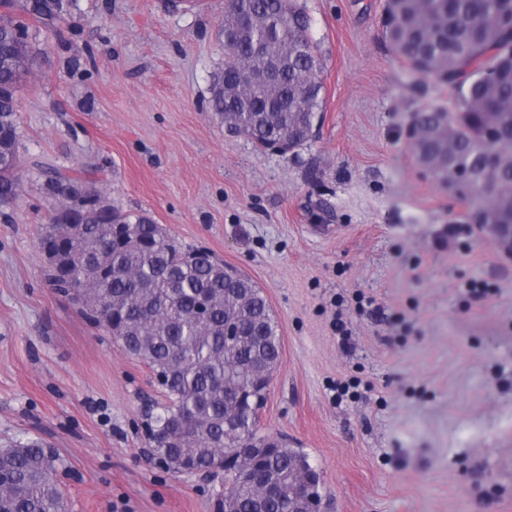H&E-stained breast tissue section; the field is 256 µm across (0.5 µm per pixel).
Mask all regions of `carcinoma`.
<instances>
[{
  "instance_id": "carcinoma-1",
  "label": "carcinoma",
  "mask_w": 512,
  "mask_h": 512,
  "mask_svg": "<svg viewBox=\"0 0 512 512\" xmlns=\"http://www.w3.org/2000/svg\"><path fill=\"white\" fill-rule=\"evenodd\" d=\"M0 202L18 193L16 91L33 59L27 20L53 29L70 0H0ZM385 35L415 72L448 89L452 107L416 114L419 164L466 204L469 224H512V0H387ZM224 71L212 98L226 131L256 148L297 154L323 122L322 63L299 0H225ZM39 237L68 244L43 269L48 285L80 291L81 314L145 363L165 400L149 430L170 431L156 458L174 472L224 471L223 508L289 512V479L310 468L288 442L259 433L281 336L260 287L208 250L184 247L146 213L114 205ZM238 336L227 342L225 328ZM7 512H65L54 456L35 439L0 460Z\"/></svg>"
}]
</instances>
